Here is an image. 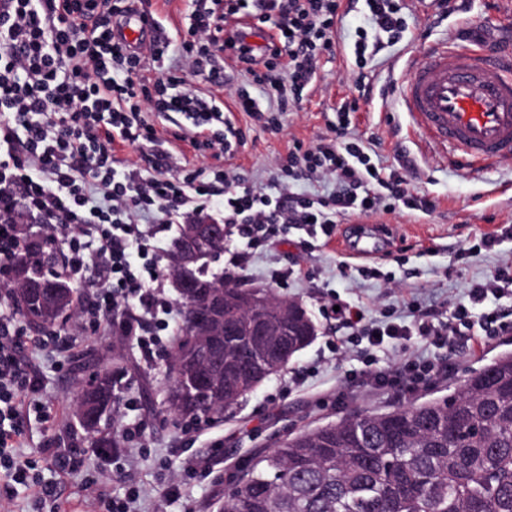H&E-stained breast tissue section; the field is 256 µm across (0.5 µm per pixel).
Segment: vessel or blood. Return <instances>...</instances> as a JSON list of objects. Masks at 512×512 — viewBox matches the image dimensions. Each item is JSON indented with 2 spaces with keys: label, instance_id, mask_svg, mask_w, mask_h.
Wrapping results in <instances>:
<instances>
[{
  "label": "vessel or blood",
  "instance_id": "b4317fda",
  "mask_svg": "<svg viewBox=\"0 0 512 512\" xmlns=\"http://www.w3.org/2000/svg\"><path fill=\"white\" fill-rule=\"evenodd\" d=\"M116 35L135 50L152 40L155 28L135 13ZM401 97L416 129L462 168L479 170L512 157V50L430 45L403 80ZM340 248L365 257L383 252L384 242L363 228Z\"/></svg>",
  "mask_w": 512,
  "mask_h": 512
}]
</instances>
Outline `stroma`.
<instances>
[{"label":"stroma","instance_id":"obj_1","mask_svg":"<svg viewBox=\"0 0 512 512\" xmlns=\"http://www.w3.org/2000/svg\"><path fill=\"white\" fill-rule=\"evenodd\" d=\"M408 29L396 45L380 51L365 68H357L347 47L356 27L366 20L352 11L339 24L335 54L323 55L317 79L303 101L286 114L280 133H272L245 114L234 111L247 77L233 60L224 67L228 82L216 86L188 75V84L233 111L243 140L237 152L224 158L225 170L257 186L276 173L293 141L317 144L330 134L329 124L340 103L356 101L352 136L369 143L372 158L384 170L404 168L415 193L435 202L431 212L404 209L383 217H367L383 237L387 251L374 265L388 280L343 278L348 261L323 241L304 243L298 231L275 248L254 250L243 277L250 287L270 285L271 269L301 267L300 277L274 286L283 299L301 302L317 326L315 340L299 351L286 369L269 377L253 393L228 407L221 417L174 423L163 403L168 386L172 337L183 322L174 312L152 362H144L134 337L115 342L111 332L87 331L76 336L69 352L57 354L23 344V355L40 372L46 392V420L22 421L21 443L26 456L37 458L43 483L55 489V499L43 502L35 489L13 488L0 481V512H109L113 501L125 499L130 488L141 496L136 512H213L214 502L243 476L257 456L285 437L335 421L356 411L384 412L401 407L390 390L371 393L343 383L346 370L361 367L359 347L339 352L330 344L346 332L330 314L331 305L363 301L375 312H402L403 301L418 298L422 308L448 319L471 281L490 276L496 255L486 252L462 260L461 249L479 243L486 234L512 226V158L478 172L457 169L446 150L426 143L403 111L398 90L405 69L421 58L426 47L480 29L488 43H512V0H461L456 12L445 13L439 0H403ZM512 350V332L486 345L430 346L419 338L392 344L380 355L381 365H396L414 355H434L448 361V377L416 390V401L444 399L467 374L503 350ZM118 373L110 438L114 452L91 447L89 433L77 412L78 394L95 373ZM303 371L302 387L289 385L291 372ZM139 431L120 438L126 422Z\"/></svg>","mask_w":512,"mask_h":512}]
</instances>
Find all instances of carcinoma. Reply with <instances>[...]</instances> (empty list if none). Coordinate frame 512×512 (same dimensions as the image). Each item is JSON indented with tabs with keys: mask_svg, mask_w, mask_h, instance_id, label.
<instances>
[{
	"mask_svg": "<svg viewBox=\"0 0 512 512\" xmlns=\"http://www.w3.org/2000/svg\"><path fill=\"white\" fill-rule=\"evenodd\" d=\"M189 245L191 262L182 263ZM224 241L189 239L184 225L172 239L168 272L186 319L169 362L168 411L199 420L224 408L281 371L284 350L301 351L316 336L303 306L253 289L212 263ZM60 256L46 234L34 237L17 261L9 286L17 312L37 329L76 315L79 299L60 272ZM198 312L204 327L188 316ZM264 319L276 331L255 342ZM116 399L113 376L97 374L84 386L78 411L91 444L110 447L97 430ZM224 512H512V351L471 371L447 398L413 402L390 412L355 413L304 430L261 454L224 493Z\"/></svg>",
	"mask_w": 512,
	"mask_h": 512,
	"instance_id": "cac0c4a2",
	"label": "carcinoma"
}]
</instances>
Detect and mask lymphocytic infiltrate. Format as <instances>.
I'll return each instance as SVG.
<instances>
[{
  "instance_id": "f902f5d3",
  "label": "lymphocytic infiltrate",
  "mask_w": 512,
  "mask_h": 512,
  "mask_svg": "<svg viewBox=\"0 0 512 512\" xmlns=\"http://www.w3.org/2000/svg\"><path fill=\"white\" fill-rule=\"evenodd\" d=\"M363 2L368 24L356 29L352 46L360 68L407 29L401 0ZM135 6V0H0V282L14 278V262L30 238L20 215L39 217L51 239L68 246L66 275L85 292L81 320L136 337L148 361L158 339L143 335L142 325L171 312L161 253L174 224L195 223L207 210L220 213L243 241L229 257L243 270L250 247L274 240L282 229L328 240L340 217L433 209L432 199L414 194L406 174L374 169L365 144L349 132L353 102L337 107L329 138L313 146L294 142L263 189L217 165H181L168 149L144 155L143 165L116 168L115 144L138 148L155 141L149 111L189 120L192 144L212 157L233 153L241 130L215 101L186 85L190 71L222 78L228 54L252 85L238 92L237 111L280 131L282 114L303 100L316 78L320 57L335 53L337 26L347 13L342 0H197L188 38L179 45L184 63L175 69L164 64L170 41L150 42L141 52L113 41V26ZM245 17L272 24L278 44L255 47L240 30ZM146 56L161 66L150 85L138 78ZM259 92L271 99L268 110L260 109ZM318 176L333 179L335 192L294 195L296 183ZM142 212L151 223H137ZM507 303L512 260L470 283L445 322H433L414 299L405 320L375 318L351 302L335 316L373 356L387 343L415 336L434 346L483 345L512 328L501 311ZM16 323L10 295L0 292V477L24 486L30 460L17 451L21 410L43 409L44 394L37 370L20 356ZM447 373L434 358L390 371L368 364L345 377L403 398Z\"/></svg>"
}]
</instances>
